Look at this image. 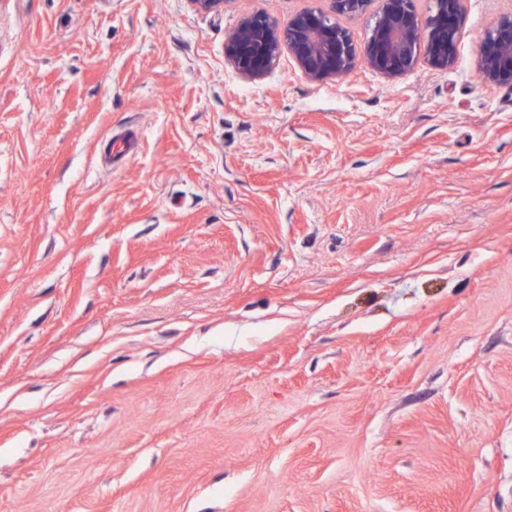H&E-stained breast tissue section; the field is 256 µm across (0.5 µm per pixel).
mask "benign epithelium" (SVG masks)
I'll use <instances>...</instances> for the list:
<instances>
[{
  "instance_id": "benign-epithelium-1",
  "label": "benign epithelium",
  "mask_w": 512,
  "mask_h": 512,
  "mask_svg": "<svg viewBox=\"0 0 512 512\" xmlns=\"http://www.w3.org/2000/svg\"><path fill=\"white\" fill-rule=\"evenodd\" d=\"M338 15L363 13L370 0H332ZM415 0H383L381 13L370 29L363 61L388 78L411 70L420 52L429 65L446 71L456 60L461 39L462 0H432L430 14L423 18ZM313 83L340 79L357 64V54L347 32L335 18L309 8L280 29L262 13L240 20L229 35L228 59L243 78L258 80L275 64L282 46ZM478 76L488 85L512 86V17L494 24L482 41Z\"/></svg>"
}]
</instances>
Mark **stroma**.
<instances>
[{"instance_id": "35a3bbf8", "label": "stroma", "mask_w": 512, "mask_h": 512, "mask_svg": "<svg viewBox=\"0 0 512 512\" xmlns=\"http://www.w3.org/2000/svg\"><path fill=\"white\" fill-rule=\"evenodd\" d=\"M311 7L0 0V512H512V0L444 72L238 75ZM477 70L485 84L512 86V17L501 19L485 33Z\"/></svg>"}]
</instances>
